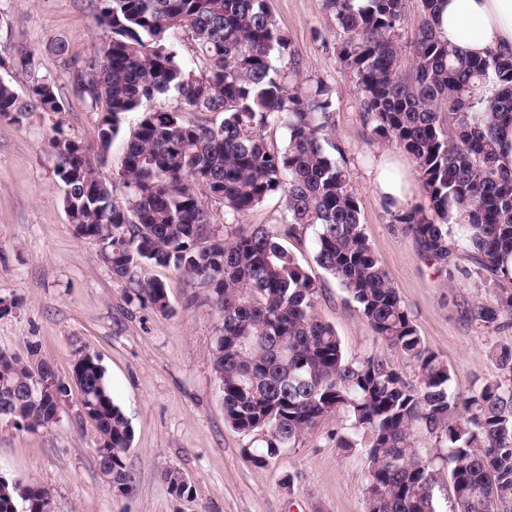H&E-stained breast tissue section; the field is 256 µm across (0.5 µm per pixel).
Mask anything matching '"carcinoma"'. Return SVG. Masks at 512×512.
I'll return each mask as SVG.
<instances>
[{"label": "carcinoma", "instance_id": "carcinoma-1", "mask_svg": "<svg viewBox=\"0 0 512 512\" xmlns=\"http://www.w3.org/2000/svg\"><path fill=\"white\" fill-rule=\"evenodd\" d=\"M438 0H417L419 23L411 58H403L400 30L408 0H327L343 33L337 55L356 79L370 135L410 154L423 201L388 210L415 240L421 256L446 267L459 226L468 257L499 284L512 282V171L499 168L497 122L512 117V52L491 49L471 56L436 32ZM92 25L99 34L83 60L56 52L73 67L75 92L104 107L96 148L58 128L48 141L54 173L74 234L111 256L112 276L131 277L152 262L173 267L202 288L219 316L212 346L222 389L224 419L244 432H263L264 463L295 446L326 417L348 421L336 448H365L369 460L365 512H436L434 490L448 468L452 512H512V345L489 356L501 375L467 394L452 385L448 363L419 336L398 291L368 244L347 169L328 152L333 112L331 88L298 81L301 59L275 23L266 0H96ZM197 42L200 70L179 51L180 36ZM288 56V74L273 55ZM493 82V99L482 87ZM174 97L175 105L161 99ZM64 110L54 83L35 80L24 95L0 79V119L20 124L33 112ZM141 114L125 131L123 115ZM198 113L215 116L201 121ZM280 124L287 145L269 147L265 131ZM126 138L117 176L127 189L114 199L99 179L112 143ZM287 216L272 231L238 228L239 217L272 199ZM224 208L223 231L209 209ZM315 226V260L346 291L376 338L419 369L405 379L383 360L346 357L336 330L311 311L317 283L284 239ZM134 297L169 310L165 284L138 282ZM512 315V294L496 306L474 303L470 324L496 327ZM45 361L0 353V409L30 431L58 422L67 388L59 379L29 396ZM83 411L112 453L98 454L122 492L129 475L124 455L132 434L112 401L97 357L73 363ZM426 434L436 453L424 459L417 437ZM182 472L165 473L183 497L191 486ZM26 512H51L53 496L25 485ZM19 498L12 480L0 484V512Z\"/></svg>", "mask_w": 512, "mask_h": 512}]
</instances>
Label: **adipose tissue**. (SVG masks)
<instances>
[{"label": "adipose tissue", "instance_id": "1", "mask_svg": "<svg viewBox=\"0 0 512 512\" xmlns=\"http://www.w3.org/2000/svg\"><path fill=\"white\" fill-rule=\"evenodd\" d=\"M436 29L449 46L480 56L487 50L512 51V0H440ZM375 195L394 207L406 205L412 181L397 160L382 157L371 181Z\"/></svg>", "mask_w": 512, "mask_h": 512}]
</instances>
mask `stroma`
Listing matches in <instances>:
<instances>
[{
	"label": "stroma",
	"instance_id": "stroma-1",
	"mask_svg": "<svg viewBox=\"0 0 512 512\" xmlns=\"http://www.w3.org/2000/svg\"><path fill=\"white\" fill-rule=\"evenodd\" d=\"M267 5L300 55L304 80L333 91L328 138L341 151L371 249L425 345L452 368L457 390L497 379L488 350L512 344V319L483 329L467 322L464 310L496 304L501 290L477 273L465 249L448 269H437L402 225L391 223L371 189V172L381 154L406 153L364 129L355 78L336 55L341 31L325 0ZM92 9L91 0H0V79L21 95L34 79H50L64 106L19 124L0 119V351L36 350L68 386L53 427L31 432L0 421V476L50 488L54 512H365V451L342 452L332 439L346 425L342 416L326 417L277 458L254 463L259 433L224 419L212 368L219 321L213 307L191 302L193 288L174 268L149 263L137 266L133 279L162 281L169 309L132 300L128 282L113 278L98 245L75 236L47 142L59 126L92 144L102 112L77 96L73 71L54 43L63 40L69 58L89 56L96 41ZM22 50L31 55L29 65L16 60ZM314 237L310 226L286 241L318 285L313 315L335 329L348 357L384 359L417 381V366L376 340L347 293L317 265ZM83 352L99 358L132 428L124 456L130 481L121 494L100 470V435L72 383V364ZM172 468L190 482V496L171 492L164 474Z\"/></svg>",
	"mask_w": 512,
	"mask_h": 512
}]
</instances>
